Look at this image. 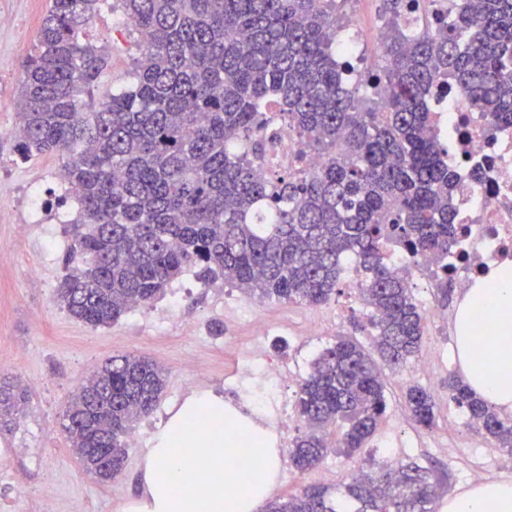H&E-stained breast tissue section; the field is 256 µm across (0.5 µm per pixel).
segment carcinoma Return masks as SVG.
Here are the masks:
<instances>
[{"label": "carcinoma", "mask_w": 512, "mask_h": 512, "mask_svg": "<svg viewBox=\"0 0 512 512\" xmlns=\"http://www.w3.org/2000/svg\"><path fill=\"white\" fill-rule=\"evenodd\" d=\"M102 0H51L35 54L23 64L16 160L55 152L79 206L56 297L74 318L110 326L163 295L183 272L250 297L319 306L354 262L357 296L374 330L372 349L341 336L313 361L296 390L303 423L288 448L300 472L319 465L327 431L352 455L386 409L380 364L398 367L420 350L426 317L398 248L429 260L448 301L455 245L457 173L431 133L427 104L437 77L450 78L478 111L512 126V0H459L453 19L406 33L423 0H380L389 19L384 65L368 81L386 104H364L333 47L329 0H118L134 20L142 55L131 85L88 103L108 55L87 39ZM276 124L327 154L316 171L263 169ZM166 386L158 364L113 357L82 386L63 427L83 468L110 481L122 471L132 425ZM451 401L512 456V419L448 377ZM27 401L0 379V424ZM414 423L430 428L435 403L410 386ZM440 482L417 463L360 471L336 491L309 486L265 512H434Z\"/></svg>", "instance_id": "cac0c4a2"}]
</instances>
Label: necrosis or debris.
<instances>
[{
    "label": "necrosis or debris",
    "mask_w": 512,
    "mask_h": 512,
    "mask_svg": "<svg viewBox=\"0 0 512 512\" xmlns=\"http://www.w3.org/2000/svg\"><path fill=\"white\" fill-rule=\"evenodd\" d=\"M430 103L433 131L449 143L448 160L458 175L453 206L461 236L457 250L448 256V280L464 289L490 266L512 262V126H488L466 95L443 79L434 84ZM244 359L258 364L276 394L277 424L287 427L293 419L286 393L292 370L259 361L250 349Z\"/></svg>",
    "instance_id": "obj_1"
}]
</instances>
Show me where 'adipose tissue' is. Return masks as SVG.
Listing matches in <instances>:
<instances>
[{
	"label": "adipose tissue",
	"instance_id": "ef3b65f1",
	"mask_svg": "<svg viewBox=\"0 0 512 512\" xmlns=\"http://www.w3.org/2000/svg\"><path fill=\"white\" fill-rule=\"evenodd\" d=\"M454 349L471 392L512 413V266L475 279L459 301ZM260 461L256 484L237 465L240 438ZM278 467L256 424L224 412L212 395L187 399L158 430L134 512H255ZM441 512H512V483L481 481L448 496Z\"/></svg>",
	"mask_w": 512,
	"mask_h": 512
}]
</instances>
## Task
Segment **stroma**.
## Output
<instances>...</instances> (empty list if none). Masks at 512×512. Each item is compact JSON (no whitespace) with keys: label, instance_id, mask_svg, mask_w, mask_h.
I'll return each instance as SVG.
<instances>
[{"label":"stroma","instance_id":"obj_1","mask_svg":"<svg viewBox=\"0 0 512 512\" xmlns=\"http://www.w3.org/2000/svg\"><path fill=\"white\" fill-rule=\"evenodd\" d=\"M50 0H0V13L11 15L16 29H0V206L19 213L31 187L48 200L61 194L62 161L45 154L25 164L14 161L17 123L13 103L23 77V62L34 53ZM118 17L104 4L88 28L90 41L106 46L108 66L94 90L102 100L127 88L139 55L136 39L118 33ZM341 37L359 34L362 56H377L376 41L384 24L379 0H338ZM71 243L65 223L30 224L25 230L0 222V377L20 383L29 401L14 425L0 429V512H130L140 495L144 459L151 446L142 438L129 449L122 472L102 482L86 472L63 432V412L84 380L109 357L143 355L162 366L167 385L155 410L135 424L139 433L162 428L191 395L220 396L225 407L258 420L275 436L281 465L269 499L300 493L311 484L333 487L358 468L397 456L434 469L447 493L466 489L476 475L512 482V467L490 436L477 432L466 413L448 395V377L459 374L451 317L458 300L441 304L436 286L420 287L411 274L415 295L426 315L424 343L417 357L384 369L387 409L366 448L347 456L330 452L323 463L327 479L316 472L298 473L287 463L288 445L299 426L279 433L271 409L256 407L241 383L240 347L260 345L271 361L283 360L308 371L319 351L341 336L372 341L360 323L357 291L342 288L328 304L308 307L246 297L223 278L202 282L194 272L180 277L166 293L139 306L109 327H93L62 308L56 288L65 273ZM263 320L265 335L253 333ZM433 364L431 374L417 373L420 362ZM206 380H199V373ZM426 389L435 402L432 429L410 418L404 393L408 386Z\"/></svg>","mask_w":512,"mask_h":512}]
</instances>
